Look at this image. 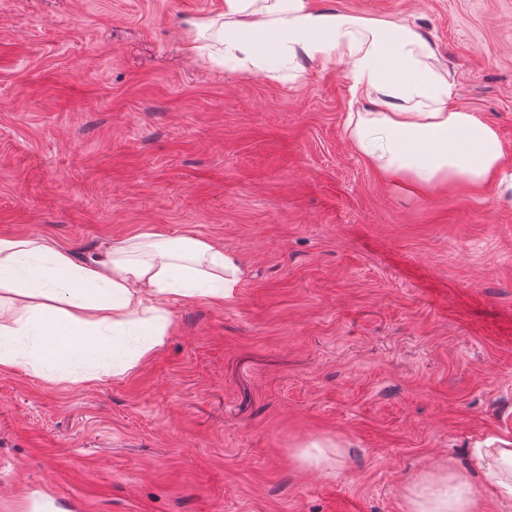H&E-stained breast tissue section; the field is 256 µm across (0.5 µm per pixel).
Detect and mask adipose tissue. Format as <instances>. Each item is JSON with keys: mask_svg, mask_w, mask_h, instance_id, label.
<instances>
[{"mask_svg": "<svg viewBox=\"0 0 512 512\" xmlns=\"http://www.w3.org/2000/svg\"><path fill=\"white\" fill-rule=\"evenodd\" d=\"M213 32L226 70L246 72L280 59L342 64L366 102L349 113L345 135L378 173L417 191L454 181L496 182L512 204V175L496 129L457 108L455 90L430 43L412 25L316 8L312 0H224L219 28L197 22L189 52ZM237 258L193 235L169 242L143 232L110 252L76 260L36 238L0 237V368H32L55 378L59 367L111 361L128 375L161 347L171 304L224 305L238 294ZM481 484L450 466L425 473L411 489L409 512H474L488 492L512 504V440L476 451Z\"/></svg>", "mask_w": 512, "mask_h": 512, "instance_id": "obj_1", "label": "adipose tissue"}]
</instances>
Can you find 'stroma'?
Listing matches in <instances>:
<instances>
[{"mask_svg":"<svg viewBox=\"0 0 512 512\" xmlns=\"http://www.w3.org/2000/svg\"><path fill=\"white\" fill-rule=\"evenodd\" d=\"M314 3L413 24L512 161V0ZM223 14L0 0V237L81 259L190 232L242 271L129 375L0 368V512H407L421 471L512 439V205L370 168L343 65L186 53ZM320 440L334 468L298 459Z\"/></svg>","mask_w":512,"mask_h":512,"instance_id":"obj_1","label":"stroma"}]
</instances>
